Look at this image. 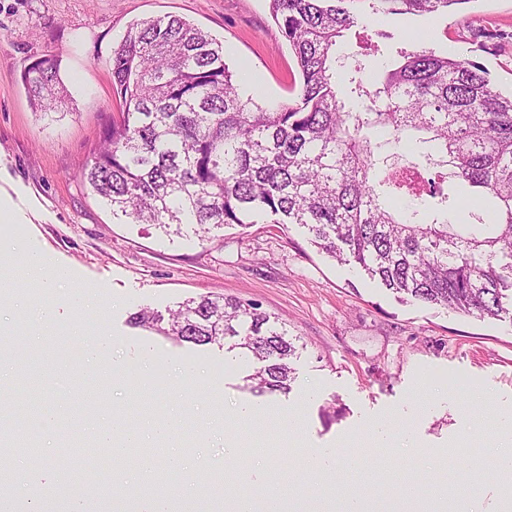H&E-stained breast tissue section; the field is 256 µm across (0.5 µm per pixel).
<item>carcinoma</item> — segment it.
I'll list each match as a JSON object with an SVG mask.
<instances>
[{"label": "carcinoma", "instance_id": "carcinoma-1", "mask_svg": "<svg viewBox=\"0 0 512 512\" xmlns=\"http://www.w3.org/2000/svg\"><path fill=\"white\" fill-rule=\"evenodd\" d=\"M352 0H271L297 61L294 98L265 108L245 96L224 43L177 17L144 19L113 51L118 119L83 172L112 217L166 231L246 227L260 215L305 228L320 252L360 268L400 300L480 318H512V96L474 61L432 50L396 52L371 85L351 79L364 111L336 85V39L355 24ZM374 14L432 15L469 0H370ZM22 80L46 116L67 98L58 59L29 64ZM430 137L413 160L390 167L371 136ZM495 199L489 223H448V181ZM431 221L418 219L419 209ZM279 318L255 304L203 296L164 318L134 324L179 342L238 338L259 367L252 392L287 394L296 347Z\"/></svg>", "mask_w": 512, "mask_h": 512}]
</instances>
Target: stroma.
<instances>
[{
	"mask_svg": "<svg viewBox=\"0 0 512 512\" xmlns=\"http://www.w3.org/2000/svg\"><path fill=\"white\" fill-rule=\"evenodd\" d=\"M357 24L336 41L339 88L351 76L371 82L386 70L390 49L411 40L482 65L502 94L512 93V0H465L442 14L373 15L367 0L351 6ZM182 17L224 44V60L246 96L264 107L286 103L300 79L294 54L275 24L270 0H0V201L13 223L0 242L43 254L65 280L47 285L11 269L0 287L22 294L26 313L0 306V325L25 337L29 321L52 306L59 322L43 329L48 358L37 387L14 385L12 417L59 410L51 440L27 434L33 454L0 455V469L20 470L10 491L45 492L58 507L70 469L91 490L89 512H108L112 470L132 501L146 475L128 460L110 461L93 476L68 468L64 432L97 446L98 432L119 424L149 433L165 420L187 429L198 486L243 469L240 490L264 494L299 486L336 503L334 455L344 448L364 468L356 484L391 512L393 487L444 492L465 512H500L512 493L501 470L512 454V321L481 320L420 302L402 303L363 271L313 247L302 228L257 217L248 229H183L123 223L83 178L104 131L118 115L112 53L131 25ZM380 46L362 53L365 39ZM59 60L66 108L43 117L21 75L35 59ZM202 296L259 304L279 317L298 348L288 394L258 395L246 386L255 363L241 350L179 343L136 326L148 309L167 314ZM106 345L109 369L96 374L82 355ZM259 416L246 424L245 413ZM395 429L385 447L380 422ZM471 446V455L460 449ZM291 454H284V447ZM320 452L323 468L298 470L300 456Z\"/></svg>",
	"mask_w": 512,
	"mask_h": 512,
	"instance_id": "stroma-1",
	"label": "stroma"
}]
</instances>
